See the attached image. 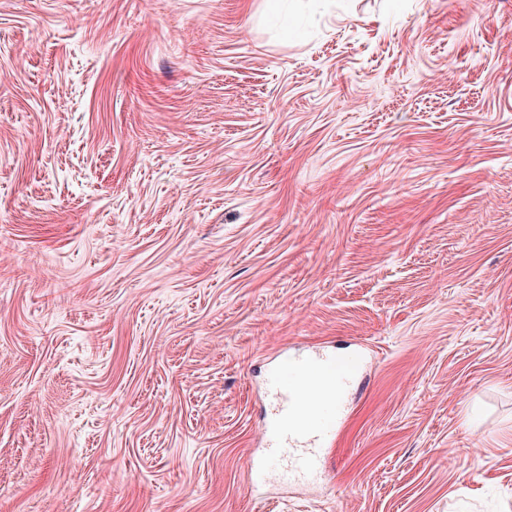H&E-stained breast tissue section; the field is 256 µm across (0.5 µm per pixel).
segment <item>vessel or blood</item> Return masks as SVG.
Masks as SVG:
<instances>
[{
    "label": "vessel or blood",
    "instance_id": "vessel-or-blood-1",
    "mask_svg": "<svg viewBox=\"0 0 512 512\" xmlns=\"http://www.w3.org/2000/svg\"><path fill=\"white\" fill-rule=\"evenodd\" d=\"M357 369L355 360L337 361L334 352H310L269 369L265 384L271 416L263 429L265 460L256 473L266 483L287 484L290 477H314L323 467L324 448L336 430V412ZM325 393L314 408L302 407V391Z\"/></svg>",
    "mask_w": 512,
    "mask_h": 512
}]
</instances>
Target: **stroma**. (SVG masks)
<instances>
[{
	"label": "stroma",
	"instance_id": "obj_1",
	"mask_svg": "<svg viewBox=\"0 0 512 512\" xmlns=\"http://www.w3.org/2000/svg\"><path fill=\"white\" fill-rule=\"evenodd\" d=\"M0 512H512V0H0ZM356 369L354 359L338 363L327 349L269 369L265 384L271 417L263 429L265 456L256 469L261 481L287 485L290 475L308 480L322 469L324 446L336 430V412ZM311 388L325 392L320 403V392ZM304 390L303 406L319 403L316 407H302Z\"/></svg>",
	"mask_w": 512,
	"mask_h": 512
}]
</instances>
